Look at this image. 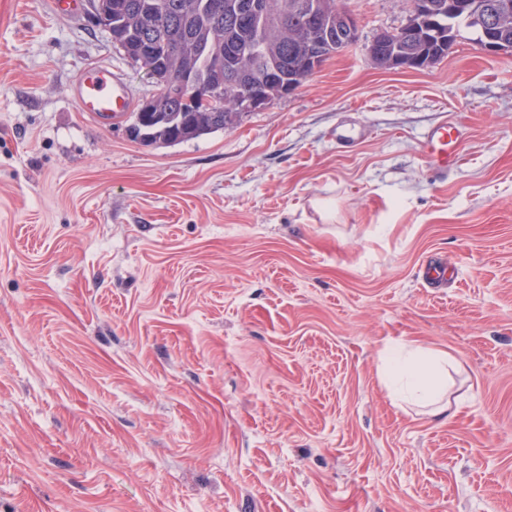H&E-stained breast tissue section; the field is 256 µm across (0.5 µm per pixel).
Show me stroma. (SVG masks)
Instances as JSON below:
<instances>
[{
    "instance_id": "obj_1",
    "label": "stroma",
    "mask_w": 512,
    "mask_h": 512,
    "mask_svg": "<svg viewBox=\"0 0 512 512\" xmlns=\"http://www.w3.org/2000/svg\"><path fill=\"white\" fill-rule=\"evenodd\" d=\"M337 4L360 44L154 147L78 110L156 91L86 10L0 0V512H512V54L382 69L410 0ZM395 343L452 418L393 405ZM79 112L100 123L117 119L132 109V100L124 81L110 70L91 68L72 86ZM455 128L443 125L427 136L426 147L432 157H437L436 161L442 162L448 167V155H445V146H448L456 139ZM447 356L423 347L391 345L380 356L381 380L393 404L418 406L433 418L449 417Z\"/></svg>"
}]
</instances>
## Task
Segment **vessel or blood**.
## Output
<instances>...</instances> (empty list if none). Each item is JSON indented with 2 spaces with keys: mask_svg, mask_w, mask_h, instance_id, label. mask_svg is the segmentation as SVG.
Listing matches in <instances>:
<instances>
[{
  "mask_svg": "<svg viewBox=\"0 0 512 512\" xmlns=\"http://www.w3.org/2000/svg\"><path fill=\"white\" fill-rule=\"evenodd\" d=\"M72 94L81 112L104 123L126 115L132 100L124 81L110 70L91 68L81 74L72 86ZM456 138L453 127L444 125L431 132L426 147L439 162H446L445 148Z\"/></svg>",
  "mask_w": 512,
  "mask_h": 512,
  "instance_id": "b4317fda",
  "label": "vessel or blood"
}]
</instances>
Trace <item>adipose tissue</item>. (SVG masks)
Returning <instances> with one entry per match:
<instances>
[{"label":"adipose tissue","instance_id":"1","mask_svg":"<svg viewBox=\"0 0 512 512\" xmlns=\"http://www.w3.org/2000/svg\"><path fill=\"white\" fill-rule=\"evenodd\" d=\"M448 364L446 355L432 349L391 345L381 353L380 376L394 405L413 404L443 418L452 412Z\"/></svg>","mask_w":512,"mask_h":512}]
</instances>
